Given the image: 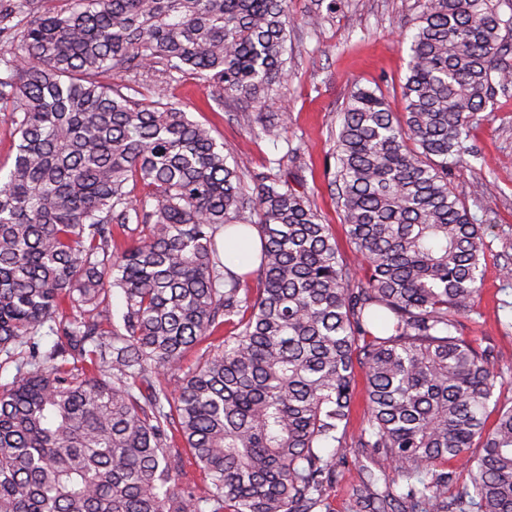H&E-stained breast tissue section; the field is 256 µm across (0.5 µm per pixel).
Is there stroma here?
<instances>
[{
    "instance_id": "35a3bbf8",
    "label": "stroma",
    "mask_w": 512,
    "mask_h": 512,
    "mask_svg": "<svg viewBox=\"0 0 512 512\" xmlns=\"http://www.w3.org/2000/svg\"><path fill=\"white\" fill-rule=\"evenodd\" d=\"M422 0H336V11L317 30L297 27L286 48L291 77L283 97L269 110L287 113L279 141L250 136L233 115L237 100L225 96L220 108H208L211 89L195 80L178 84L172 102L190 117L209 124L226 152L254 169L270 160L291 167L287 155L298 151L307 170L305 191L327 223L344 257L352 245L341 220L331 184L333 156L341 114L355 86L380 88L394 112H402L401 86L407 73L409 37ZM465 162L450 175L453 191L466 201L485 230L488 248L482 272V298L462 326L463 335L480 347L507 354L500 363L496 394L512 399V279L503 268L512 263V88L499 93L493 107L473 120ZM388 469L382 457L363 448L349 449L337 459L339 476L328 491L331 512H354L351 487L360 465Z\"/></svg>"
}]
</instances>
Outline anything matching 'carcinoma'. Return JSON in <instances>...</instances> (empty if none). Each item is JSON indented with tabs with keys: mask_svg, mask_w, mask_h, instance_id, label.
<instances>
[{
	"mask_svg": "<svg viewBox=\"0 0 512 512\" xmlns=\"http://www.w3.org/2000/svg\"><path fill=\"white\" fill-rule=\"evenodd\" d=\"M292 22L290 0H0V112L18 136L0 166V356H22L0 385V512H330L332 457L353 446L394 472H361L356 512H512L504 354L461 330L486 245L448 182L512 86V18L499 0H425L403 117L351 93L332 182L351 263L302 165L228 160L146 82L234 95L235 121L277 141L284 115L264 109L288 84ZM232 228L260 240L244 274L217 248ZM184 452L205 490L176 485Z\"/></svg>",
	"mask_w": 512,
	"mask_h": 512,
	"instance_id": "obj_1",
	"label": "carcinoma"
}]
</instances>
